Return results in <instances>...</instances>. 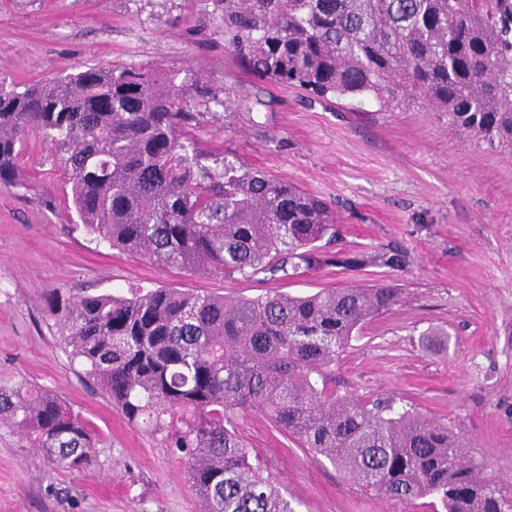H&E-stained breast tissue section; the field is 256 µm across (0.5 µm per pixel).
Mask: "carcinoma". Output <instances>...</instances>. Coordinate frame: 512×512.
I'll use <instances>...</instances> for the list:
<instances>
[{
	"mask_svg": "<svg viewBox=\"0 0 512 512\" xmlns=\"http://www.w3.org/2000/svg\"><path fill=\"white\" fill-rule=\"evenodd\" d=\"M224 41L261 81L315 96L422 106L456 136L512 153V0H212ZM228 102L160 68L91 66L0 81V184L24 186L28 135L72 173L71 203L98 242L164 268L232 275L331 261L336 212L186 128ZM402 300L392 284L252 299L160 286L131 297L52 289L45 314L127 422L182 453L204 512H295L253 465L238 421L268 414L366 492L433 512H512V492L457 433L393 400L341 396L333 370L352 336ZM0 429L59 468L96 463L82 416L53 390L0 378Z\"/></svg>",
	"mask_w": 512,
	"mask_h": 512,
	"instance_id": "1",
	"label": "carcinoma"
}]
</instances>
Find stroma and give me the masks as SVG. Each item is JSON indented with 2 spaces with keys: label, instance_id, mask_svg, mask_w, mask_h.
<instances>
[{
  "label": "stroma",
  "instance_id": "1",
  "mask_svg": "<svg viewBox=\"0 0 512 512\" xmlns=\"http://www.w3.org/2000/svg\"><path fill=\"white\" fill-rule=\"evenodd\" d=\"M197 75L225 111L188 129L199 147L325 200L341 232L329 253L407 252L402 269L325 264L284 277L190 275L99 244L68 197L70 173L38 135L26 185H0V374L57 391L98 438L69 472L0 431V512H203L161 434L130 425L45 320L47 289L130 295L158 286L227 297L307 295L397 284L400 305L369 321L336 366L339 394L394 397L444 421L512 483V153L459 139L438 112L318 98L254 78L197 0H0V79L25 85L81 66ZM239 432L296 512H431L362 492L263 412Z\"/></svg>",
  "mask_w": 512,
  "mask_h": 512
}]
</instances>
